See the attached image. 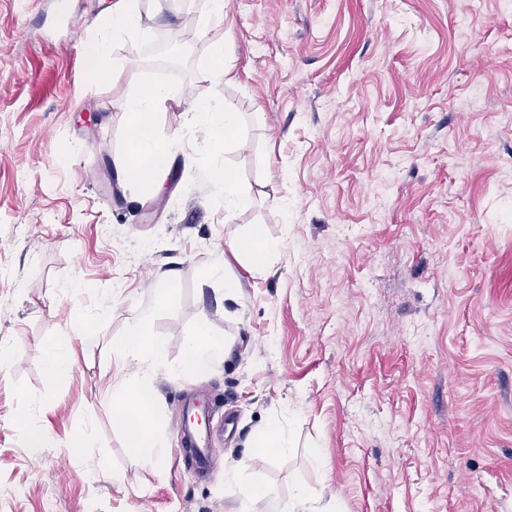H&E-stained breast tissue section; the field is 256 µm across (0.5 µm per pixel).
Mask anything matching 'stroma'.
Instances as JSON below:
<instances>
[{
    "instance_id": "35a3bbf8",
    "label": "stroma",
    "mask_w": 512,
    "mask_h": 512,
    "mask_svg": "<svg viewBox=\"0 0 512 512\" xmlns=\"http://www.w3.org/2000/svg\"><path fill=\"white\" fill-rule=\"evenodd\" d=\"M114 2L0 0V512H237L234 464L272 489L259 512L300 486V512H512V11L224 0L233 40L215 83L203 0H144L150 35L188 50L160 114L180 141L157 196L116 177L124 104L154 63L127 39L109 83L87 78ZM206 95L246 123L227 157L252 202L229 220L183 139ZM253 224L282 243L263 275L226 247ZM214 258L234 299L208 276ZM149 311L171 448L156 468L99 377ZM202 324L224 361L175 373ZM53 345L74 361L54 378ZM185 396L213 409L206 478L178 450ZM23 413L50 447H26ZM274 424L290 450L257 454ZM86 435L94 447L74 452Z\"/></svg>"
}]
</instances>
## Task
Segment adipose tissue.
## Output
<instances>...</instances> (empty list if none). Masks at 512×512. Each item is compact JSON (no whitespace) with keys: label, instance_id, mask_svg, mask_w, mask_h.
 Returning a JSON list of instances; mask_svg holds the SVG:
<instances>
[{"label":"adipose tissue","instance_id":"adipose-tissue-1","mask_svg":"<svg viewBox=\"0 0 512 512\" xmlns=\"http://www.w3.org/2000/svg\"><path fill=\"white\" fill-rule=\"evenodd\" d=\"M224 0H206L200 19V28L210 34V76L213 81H222L227 73L224 50L231 40L224 30ZM188 123L202 139L212 144H227L240 124L238 113L215 103L211 98L201 97L193 101L188 109ZM228 248L246 255L256 273L269 272L280 260V244L271 239L263 225H251L241 238L229 240ZM152 314H138L127 335L113 350L126 364L145 367L146 370L164 366L165 351L152 331ZM224 343L208 329H198L187 341L180 372L199 371L223 362ZM112 411L129 428L130 448L142 456L147 464L157 466L167 459L168 448L159 416L157 400L146 387L121 381L112 387Z\"/></svg>","mask_w":512,"mask_h":512}]
</instances>
